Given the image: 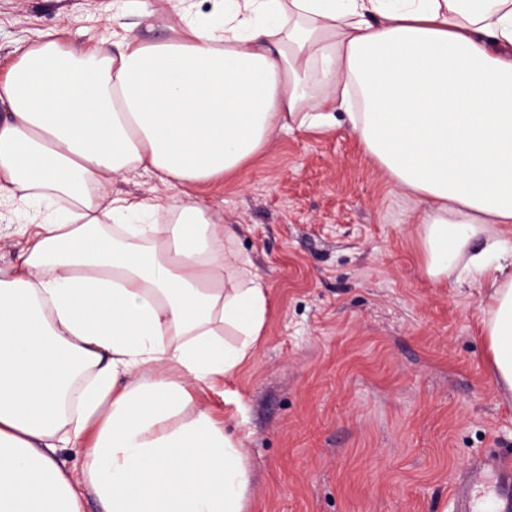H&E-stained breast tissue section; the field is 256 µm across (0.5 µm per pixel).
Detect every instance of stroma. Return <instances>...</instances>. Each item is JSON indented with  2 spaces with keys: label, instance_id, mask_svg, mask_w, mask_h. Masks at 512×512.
<instances>
[{
  "label": "stroma",
  "instance_id": "stroma-1",
  "mask_svg": "<svg viewBox=\"0 0 512 512\" xmlns=\"http://www.w3.org/2000/svg\"><path fill=\"white\" fill-rule=\"evenodd\" d=\"M112 2L0 0V71L42 32L77 47L123 26L166 35L168 0ZM206 196L271 294L255 358L230 384L243 404L229 429L249 457L245 512H452L474 460L512 456L483 285L425 275L422 202L348 126L278 133Z\"/></svg>",
  "mask_w": 512,
  "mask_h": 512
}]
</instances>
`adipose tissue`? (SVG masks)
I'll use <instances>...</instances> for the list:
<instances>
[{
    "mask_svg": "<svg viewBox=\"0 0 512 512\" xmlns=\"http://www.w3.org/2000/svg\"><path fill=\"white\" fill-rule=\"evenodd\" d=\"M169 2L163 40L47 33L0 77V206L27 243L0 268V512H244V440L200 397L239 404L269 290L197 189L282 131L348 122L425 202V272L485 281L512 400V0ZM143 176L152 197L114 192Z\"/></svg>",
    "mask_w": 512,
    "mask_h": 512,
    "instance_id": "1",
    "label": "adipose tissue"
}]
</instances>
